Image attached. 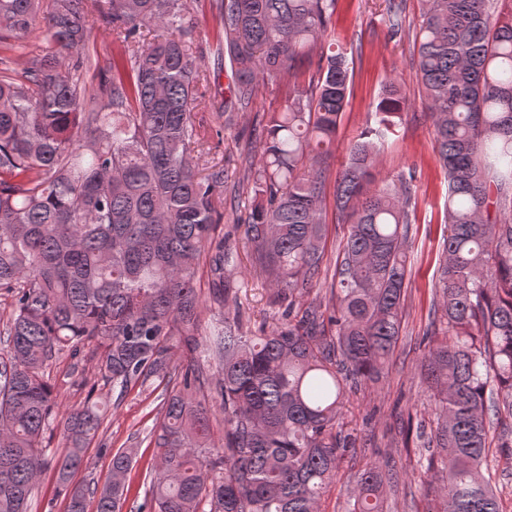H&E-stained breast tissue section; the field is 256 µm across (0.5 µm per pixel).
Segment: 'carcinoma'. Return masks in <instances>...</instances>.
Here are the masks:
<instances>
[{
  "label": "carcinoma",
  "mask_w": 512,
  "mask_h": 512,
  "mask_svg": "<svg viewBox=\"0 0 512 512\" xmlns=\"http://www.w3.org/2000/svg\"><path fill=\"white\" fill-rule=\"evenodd\" d=\"M416 75L427 97L448 179L432 330L420 373L436 416L435 448L417 482L428 512H500L485 476L490 433L512 447V18L498 0H424ZM336 0H216V51L234 73L235 104L258 83L276 86L316 54L264 129L242 193L247 235L274 286L282 320L246 335L232 275L224 272V165L204 158L196 110L207 79L193 51L190 0H0V296L10 299L0 361V512H27L42 475L41 444L58 422L56 460L67 512H121L133 449L111 456L112 476L78 485L107 405L89 391L60 417L50 362L87 352L121 393L167 381L148 512H320L344 458L347 387L378 381L398 343L406 297L414 176L366 184L377 145L405 109L394 82L377 127L353 143L335 193L351 225L331 305L299 307L318 276L326 171L350 95L347 53L325 44ZM116 36L112 76L84 80L72 52L92 27ZM161 31L140 44L142 30ZM48 48L21 76L6 54L34 30ZM232 106L214 108L216 134ZM208 265L209 329L195 282ZM215 363L213 374L198 359ZM224 418L214 441L211 421ZM394 469L373 463L348 485L347 512H387Z\"/></svg>",
  "instance_id": "obj_1"
}]
</instances>
